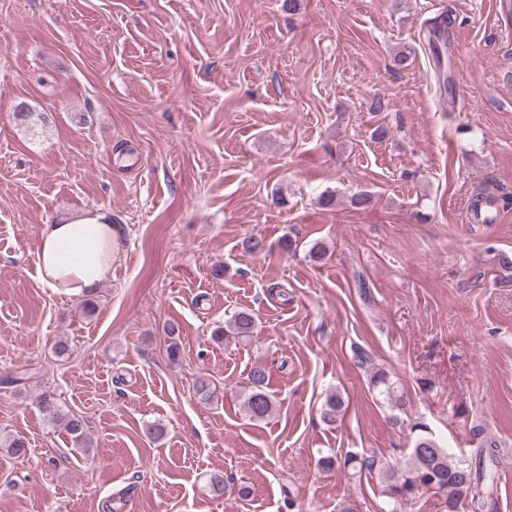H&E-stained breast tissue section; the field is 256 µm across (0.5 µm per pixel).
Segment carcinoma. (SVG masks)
<instances>
[{"label": "carcinoma", "mask_w": 512, "mask_h": 512, "mask_svg": "<svg viewBox=\"0 0 512 512\" xmlns=\"http://www.w3.org/2000/svg\"><path fill=\"white\" fill-rule=\"evenodd\" d=\"M256 327L254 314L247 310L237 311L228 328L214 333L215 338L226 340L246 339L252 336ZM248 389L243 407L247 416L255 421L269 418L275 410V400L267 390L268 372L266 366H252L247 376ZM371 385L395 407L406 405L404 393L382 370L370 375ZM39 407L53 419L64 424L75 448L86 452L91 447L84 423L74 415L61 411L53 394L46 393L39 400ZM345 410V401L340 391L327 393L320 409V417L327 425L336 424ZM473 439L480 441L475 461L456 457L442 447L434 438L429 427L416 421L410 425L412 438L409 453L401 466L377 465L372 456H347L343 466L360 472L376 473L381 484V494L392 504L390 512H397V506L415 499L422 492H431L442 501L444 512H465L470 508L477 512L486 497L493 495L497 487L494 470V442L483 439L479 426L470 428Z\"/></svg>", "instance_id": "obj_1"}]
</instances>
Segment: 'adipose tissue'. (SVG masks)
Returning <instances> with one entry per match:
<instances>
[{
    "label": "adipose tissue",
    "mask_w": 512,
    "mask_h": 512,
    "mask_svg": "<svg viewBox=\"0 0 512 512\" xmlns=\"http://www.w3.org/2000/svg\"><path fill=\"white\" fill-rule=\"evenodd\" d=\"M119 251L111 218L87 210L62 222L44 225L36 249L41 284L52 292L81 299L105 280Z\"/></svg>",
    "instance_id": "obj_1"
}]
</instances>
